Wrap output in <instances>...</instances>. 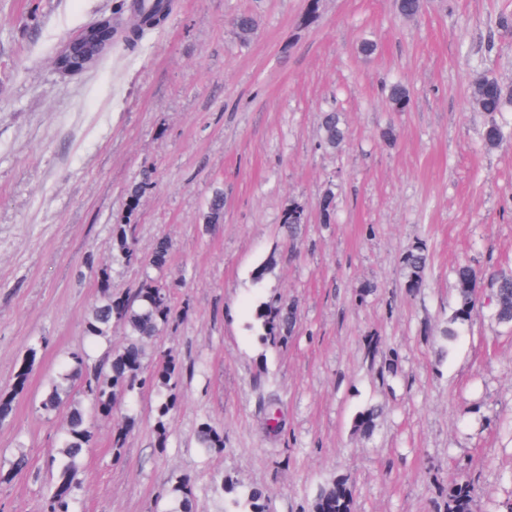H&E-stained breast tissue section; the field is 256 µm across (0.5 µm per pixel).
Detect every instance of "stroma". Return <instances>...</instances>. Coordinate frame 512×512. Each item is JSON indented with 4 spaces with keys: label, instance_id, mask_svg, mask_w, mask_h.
Masks as SVG:
<instances>
[{
    "label": "stroma",
    "instance_id": "35a3bbf8",
    "mask_svg": "<svg viewBox=\"0 0 512 512\" xmlns=\"http://www.w3.org/2000/svg\"><path fill=\"white\" fill-rule=\"evenodd\" d=\"M117 3L0 0V392L39 347L0 423V468L30 459L0 480V512L40 510L66 416L45 417L37 401L86 344L101 270L114 295L132 293L162 236L176 317L148 354L175 360L178 402L162 441L150 390L120 395L96 421L80 512H154L175 474L190 476L199 512H224L227 475L263 488L269 512H311L318 487L342 477L353 512H448L449 488L466 480L472 512H505L512 326L495 320L490 283L512 274V144L482 143L488 117L471 87L486 75L512 86V31L495 24L512 0H427L412 18L393 0H320L312 18L308 0H173L135 50L60 74L64 41ZM243 11L258 23L245 43L230 24ZM364 38L374 54L359 53ZM397 81L410 90L403 112L382 90ZM331 108L348 130L336 151L319 146L318 115ZM146 168L153 185L128 212ZM218 189L224 220L207 231ZM292 203L307 214L294 241L282 224ZM128 222L132 263L112 257L113 228ZM418 246L429 263L412 292L403 259ZM462 262L483 282L465 321ZM270 303L298 316L273 345L258 317ZM374 405L377 427L362 435L355 419ZM204 423L223 451L199 452Z\"/></svg>",
    "mask_w": 512,
    "mask_h": 512
}]
</instances>
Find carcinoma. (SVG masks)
Returning a JSON list of instances; mask_svg holds the SVG:
<instances>
[{"mask_svg": "<svg viewBox=\"0 0 512 512\" xmlns=\"http://www.w3.org/2000/svg\"><path fill=\"white\" fill-rule=\"evenodd\" d=\"M424 6L425 0H396L395 3L397 12L406 18L419 14ZM129 11L131 21L123 42L125 47L134 49L160 30L170 15L171 4L168 0H156V4L149 7L144 5L143 0H134ZM231 24L243 40L251 39L257 27L255 17L249 12L237 14ZM472 96L479 110L490 116L482 133L485 145L490 148L499 146L505 134L496 116L505 103L512 99V88L494 77L484 76L475 82ZM387 99L393 111L403 112L410 103L409 90L403 84H393L387 89ZM319 125L320 146L336 150L343 145L347 131L338 112L331 110L321 113ZM295 212V207L291 206L283 216L284 227L292 239L300 237L305 227L295 218ZM223 219L224 193L216 190L207 202L202 221L209 227L222 223ZM133 239V225L115 226L112 252L116 258L127 263L138 262L150 271L154 269V257L170 254V242L160 237L155 241L151 253L142 258L133 248ZM404 264L409 270L407 288L411 291L421 288L427 265L425 250L421 247L409 250L404 257ZM480 280V274L470 265L463 264L456 269L459 319L470 317L476 301L475 287ZM493 293L495 318L500 323L512 324V276L498 277L493 283ZM174 317L169 289L148 273L133 295L126 297L120 306H114L112 292L107 291L90 310L86 321V338L91 346L97 347L103 343L112 345V326L116 324L123 328L124 340L120 349L108 350L105 358L94 364L86 349L71 353L40 400L39 409L46 415L68 410L67 427L60 439L57 455L53 456L49 464L53 475L41 512H78L85 449L93 440L90 420L80 400H86L90 412L95 414L100 404L116 402L122 392L152 388L159 396L155 407L157 431L159 437L165 436V419L177 401L178 369L174 360L165 355L156 357L150 371L145 366V360L147 346L170 325ZM259 318L262 319L265 339L272 341L288 335L296 322L294 310L280 305L265 307ZM36 358V347H29L16 373L14 388L9 393L0 394V421L10 415L13 402L24 390ZM377 417V408L366 409L355 421L356 431L365 435L372 433ZM196 440L198 448L206 455L224 448L223 435L207 423L202 424L197 431ZM461 488L468 490L470 486L462 483L448 490V512H471V499L460 501ZM220 489L233 495V503L240 506L236 512H266V492L263 489L252 487L241 494L238 492V483L230 476L221 480ZM165 499L167 506L163 512H196L191 479L187 476H177L171 481ZM352 507L347 479L339 478L319 488L312 512H352Z\"/></svg>", "mask_w": 512, "mask_h": 512, "instance_id": "carcinoma-1", "label": "carcinoma"}]
</instances>
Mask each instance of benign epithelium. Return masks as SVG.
Returning a JSON list of instances; mask_svg holds the SVG:
<instances>
[{
    "instance_id": "obj_1",
    "label": "benign epithelium",
    "mask_w": 512,
    "mask_h": 512,
    "mask_svg": "<svg viewBox=\"0 0 512 512\" xmlns=\"http://www.w3.org/2000/svg\"><path fill=\"white\" fill-rule=\"evenodd\" d=\"M123 32L114 18H98L66 41L55 58L56 69L75 75L95 66L112 52Z\"/></svg>"
}]
</instances>
